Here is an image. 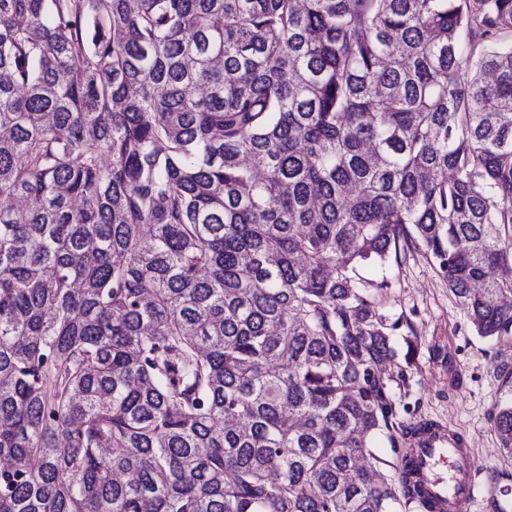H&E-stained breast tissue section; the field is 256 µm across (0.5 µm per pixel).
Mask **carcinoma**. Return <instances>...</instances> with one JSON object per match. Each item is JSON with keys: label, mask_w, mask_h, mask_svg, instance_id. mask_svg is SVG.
Returning a JSON list of instances; mask_svg holds the SVG:
<instances>
[{"label": "carcinoma", "mask_w": 512, "mask_h": 512, "mask_svg": "<svg viewBox=\"0 0 512 512\" xmlns=\"http://www.w3.org/2000/svg\"><path fill=\"white\" fill-rule=\"evenodd\" d=\"M512 0H0V512H399L432 259L512 337ZM495 427L512 457V379ZM373 453L377 459L369 457L368 464L381 471L388 479H397L400 459L394 453L388 434L376 437Z\"/></svg>", "instance_id": "obj_1"}]
</instances>
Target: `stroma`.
I'll list each match as a JSON object with an SVG mask.
<instances>
[{"label": "stroma", "mask_w": 512, "mask_h": 512, "mask_svg": "<svg viewBox=\"0 0 512 512\" xmlns=\"http://www.w3.org/2000/svg\"><path fill=\"white\" fill-rule=\"evenodd\" d=\"M369 280H387L374 294L377 312L397 323L396 347L414 339L416 354L406 380L393 394L398 420L409 426L441 418L473 449L480 491L469 512H512V458L500 446L494 426L496 404L512 373V339L477 335L466 309L421 252L360 268Z\"/></svg>", "instance_id": "35a3bbf8"}]
</instances>
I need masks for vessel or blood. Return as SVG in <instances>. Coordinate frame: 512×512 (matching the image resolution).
I'll return each mask as SVG.
<instances>
[{"label":"vessel or blood","mask_w":512,"mask_h":512,"mask_svg":"<svg viewBox=\"0 0 512 512\" xmlns=\"http://www.w3.org/2000/svg\"><path fill=\"white\" fill-rule=\"evenodd\" d=\"M401 469L413 496L434 512H467L479 492L475 455L447 425L424 421L410 429Z\"/></svg>","instance_id":"1"}]
</instances>
